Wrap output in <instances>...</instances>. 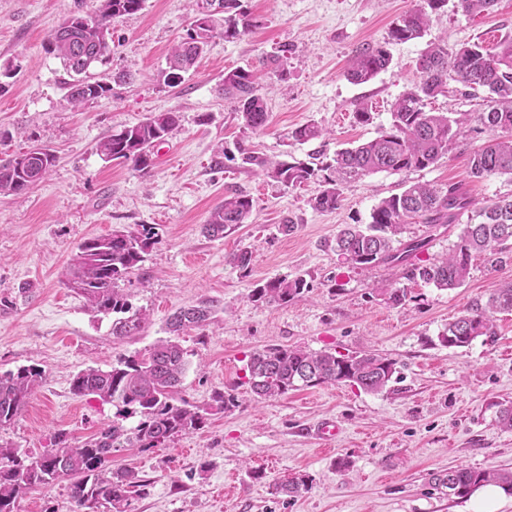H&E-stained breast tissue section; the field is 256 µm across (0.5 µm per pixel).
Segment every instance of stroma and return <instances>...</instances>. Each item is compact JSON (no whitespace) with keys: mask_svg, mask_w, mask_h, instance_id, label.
<instances>
[{"mask_svg":"<svg viewBox=\"0 0 512 512\" xmlns=\"http://www.w3.org/2000/svg\"><path fill=\"white\" fill-rule=\"evenodd\" d=\"M422 0H242L256 25L233 41L215 38L196 71L177 88L162 75L170 48L185 37L195 16L192 0H146L142 11L116 21L112 53L97 66L99 78L131 71L108 96L76 108L63 87L66 74L47 54L49 34L66 14L94 11L99 0H0V160L37 145L56 163L27 195H0V371L37 365L46 378L13 423L0 428V444L41 454L57 434L79 446L111 426L112 404L73 393L79 371L104 369L143 353L166 338L178 308L200 298L221 300L214 323L179 338L190 368L181 395L207 405L215 392L234 395L237 407L215 410L202 429L143 451L122 448L112 468L138 472L144 485L128 512H477L480 495L438 492L434 472L456 467L512 470V431L496 422L499 404L512 402V314L497 316L495 342L476 339L448 348L439 334L472 302L512 282V261L493 267L471 263L466 283L439 290L411 286L405 307L387 304L396 268H355L331 243L347 224H365L380 199L415 183L462 185L476 205L512 194V177L477 179L469 160L487 141L467 135L423 170L378 172L352 182L333 211L315 210L318 182L286 188L241 167L235 143L242 135L232 104L221 90L224 74L259 67L286 54L288 80L264 87L266 127L250 139L260 153L308 161L377 136L389 125L397 98L417 82L416 62L432 42L455 48L512 41V0L472 16L455 7L433 14L422 38L388 40L391 23ZM386 44L388 68L364 84L346 76L356 46ZM367 103L373 123L353 112ZM174 111L180 126L156 149V163L141 174L108 163L97 142L157 112ZM305 123L326 129L324 138L294 141ZM229 158L215 168L217 147ZM229 190L253 200L246 223L208 236L203 226ZM296 228L279 230L284 218ZM467 215L428 228L409 225L404 240L426 239L422 255L446 253ZM152 225L158 242L121 281L134 307L148 319L139 335L112 340V319L65 285L69 261L84 240ZM252 252L248 270L228 255ZM304 277L310 290L285 304L250 300L256 284L278 276ZM371 352L395 361L399 379L386 392L320 385L272 398L250 391L245 367L251 352L270 347ZM326 419L341 429L325 450L315 427ZM261 478H254L253 470ZM236 487L223 492L226 476ZM292 476L311 485L291 499L278 485ZM67 482L30 493L15 512H73Z\"/></svg>","mask_w":512,"mask_h":512,"instance_id":"stroma-1","label":"stroma"}]
</instances>
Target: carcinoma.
I'll return each instance as SVG.
<instances>
[{
	"mask_svg": "<svg viewBox=\"0 0 512 512\" xmlns=\"http://www.w3.org/2000/svg\"><path fill=\"white\" fill-rule=\"evenodd\" d=\"M210 0H196L197 15L186 37L167 57L164 81L178 87L185 75L195 70L214 37L230 41L254 26L241 0H221L222 16L206 13ZM427 7L412 10L394 20L388 32L393 42H408L424 35L430 14L442 10L448 0H423ZM496 0H457L456 7L469 14L492 9ZM145 0H100L98 8L86 15L74 13L63 18L51 31L46 51L59 59L68 75L67 95L74 106L93 103L111 91L94 68L111 53L112 25L135 14ZM390 55L382 45L366 44L355 51L348 70L354 84L367 83L385 70ZM278 80L288 77L286 56L262 62ZM419 81L405 91L392 107V122L378 135L356 147L336 151L333 157L318 155L310 163L273 160L254 149L247 139L237 150L242 164L287 188L308 181L320 184L312 199L319 211H333L343 191L354 181L377 172L423 170L448 154L449 146L471 122L490 132L492 138L470 158L475 178L512 176V41L496 47L481 43L448 48L432 43L417 64ZM463 88L462 95L479 97V112H461L450 119L441 112L426 111V101L448 94V81ZM224 98L234 103V112L245 130H262L268 112L257 72L239 68L224 74ZM176 112H159L105 136L96 151L105 161H119L141 174L153 167V149L177 128ZM324 135V129L307 123L291 132L306 143ZM55 162L45 148L30 152L28 163L18 167L17 156L0 163V193L23 196L39 183ZM248 195L232 191L211 212L205 232L224 234L230 224H243L252 211ZM473 210L472 222L462 225L448 252L440 258L420 259L425 240H412L401 249L406 226L428 227L452 224L464 211ZM157 243L153 227L135 231L114 230L83 242L68 267V287L83 295L99 312L112 314V338L121 340L142 329L147 314L136 309L119 288V281L138 267ZM335 249L357 268L401 267V278L421 281L439 289L458 288L470 273L474 255L482 254L496 266L512 260V195L476 207L458 184H414L399 194L385 197L373 208L367 224H346L338 231ZM310 289L302 276L275 277L251 291L249 298L268 304H285L304 296ZM512 313V282H506L489 296L478 299L448 323L438 336L448 347H466L475 339L495 338V315ZM217 313L214 300L204 297L175 311L167 322L171 337L155 344L147 353L122 358L109 369L88 368L72 379L78 396H93L117 408V416L138 417L129 429L117 420L81 447H70L58 439V447L39 456L0 445V512H14L15 503L37 489L60 480L70 481V495L78 512L111 505V512H126L130 494L140 486L138 473L129 468L111 470L107 464L116 448H158L180 434L203 428L211 407L191 405L179 396L188 361L176 337L187 328L206 326ZM250 390L260 398L283 395L291 390L325 384L349 383L367 393L384 391L396 372L395 363L375 353L336 354L328 349L311 351L300 347H271L253 352L247 363ZM45 372L37 366H20L0 371V427L11 424L27 407ZM435 485L448 496L467 497L471 489L497 485L512 493V471L457 467L434 477ZM309 489L304 477L295 476L281 484L289 496Z\"/></svg>",
	"mask_w": 512,
	"mask_h": 512,
	"instance_id": "carcinoma-1",
	"label": "carcinoma"
}]
</instances>
